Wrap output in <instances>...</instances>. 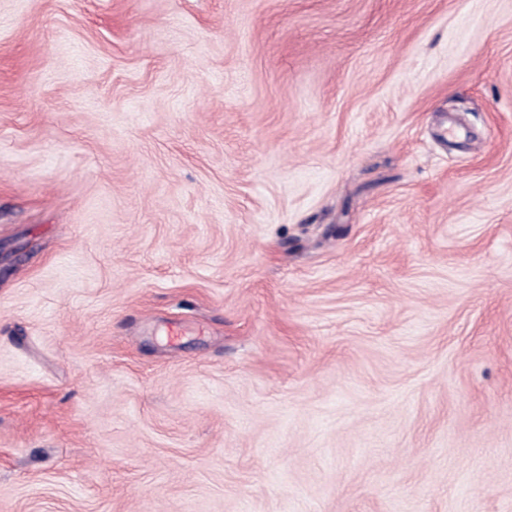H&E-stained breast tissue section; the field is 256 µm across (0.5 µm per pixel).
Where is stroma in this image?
<instances>
[{
	"mask_svg": "<svg viewBox=\"0 0 512 512\" xmlns=\"http://www.w3.org/2000/svg\"><path fill=\"white\" fill-rule=\"evenodd\" d=\"M0 512H512V0H0Z\"/></svg>",
	"mask_w": 512,
	"mask_h": 512,
	"instance_id": "stroma-1",
	"label": "stroma"
}]
</instances>
